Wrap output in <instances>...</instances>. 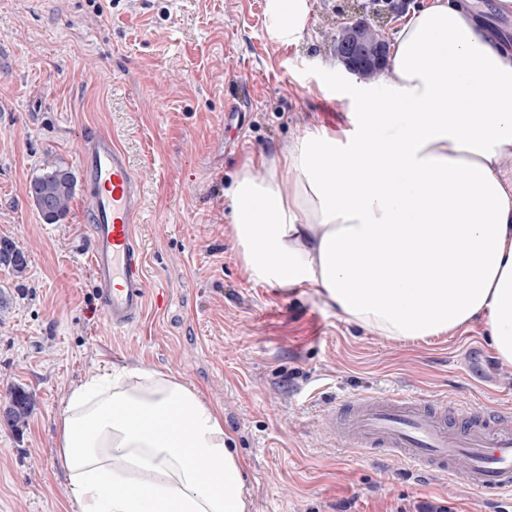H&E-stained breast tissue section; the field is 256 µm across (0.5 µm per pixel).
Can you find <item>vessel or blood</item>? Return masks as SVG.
<instances>
[{"instance_id": "b4317fda", "label": "vessel or blood", "mask_w": 512, "mask_h": 512, "mask_svg": "<svg viewBox=\"0 0 512 512\" xmlns=\"http://www.w3.org/2000/svg\"><path fill=\"white\" fill-rule=\"evenodd\" d=\"M79 158L89 188L92 242L87 260L101 312L118 331L141 319L151 293L133 224L142 210L141 184L127 154L110 136L85 139ZM322 427L357 452L380 450L415 471L512 500L511 408L494 407L457 426L448 421L447 398L365 392L346 404L328 405Z\"/></svg>"}]
</instances>
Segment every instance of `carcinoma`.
<instances>
[{
    "mask_svg": "<svg viewBox=\"0 0 512 512\" xmlns=\"http://www.w3.org/2000/svg\"><path fill=\"white\" fill-rule=\"evenodd\" d=\"M76 187L77 178L72 170L52 159L44 164V172L31 181L29 196L45 223L56 224L68 214ZM0 267L10 269L18 277L25 273L27 267L22 249L5 237L0 238ZM7 395L9 402L4 421L12 427L25 424L35 407V394L11 385Z\"/></svg>",
    "mask_w": 512,
    "mask_h": 512,
    "instance_id": "1",
    "label": "carcinoma"
}]
</instances>
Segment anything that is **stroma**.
<instances>
[{"mask_svg":"<svg viewBox=\"0 0 512 512\" xmlns=\"http://www.w3.org/2000/svg\"><path fill=\"white\" fill-rule=\"evenodd\" d=\"M351 2L308 0L304 39L281 43L266 0H0V237L28 258L24 279L0 268V404L11 384L37 397L26 427L0 425V512H72L56 453L64 398L125 365L176 374L223 406L251 512H512L385 453L357 458L320 425L328 397L359 392L512 407L482 322L428 343L375 335L313 291L252 280L231 233L224 190L249 158L348 127L360 80L323 66ZM91 132L141 182L135 231L161 296L118 332L87 261L85 185L58 224L27 196L45 157L80 171Z\"/></svg>","mask_w":512,"mask_h":512,"instance_id":"obj_1","label":"stroma"}]
</instances>
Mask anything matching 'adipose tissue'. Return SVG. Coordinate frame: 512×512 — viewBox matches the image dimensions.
Returning a JSON list of instances; mask_svg holds the SVG:
<instances>
[{
  "label": "adipose tissue",
  "mask_w": 512,
  "mask_h": 512,
  "mask_svg": "<svg viewBox=\"0 0 512 512\" xmlns=\"http://www.w3.org/2000/svg\"><path fill=\"white\" fill-rule=\"evenodd\" d=\"M270 32L303 39L307 0H267ZM384 95L355 92L343 135L318 126L227 197L257 282L310 288L372 333L427 343L482 319L512 367V51L470 0H425L397 29ZM360 253L379 274L354 276ZM224 410L173 374L93 373L70 388L57 451L78 512H250Z\"/></svg>",
  "instance_id": "obj_1"
}]
</instances>
